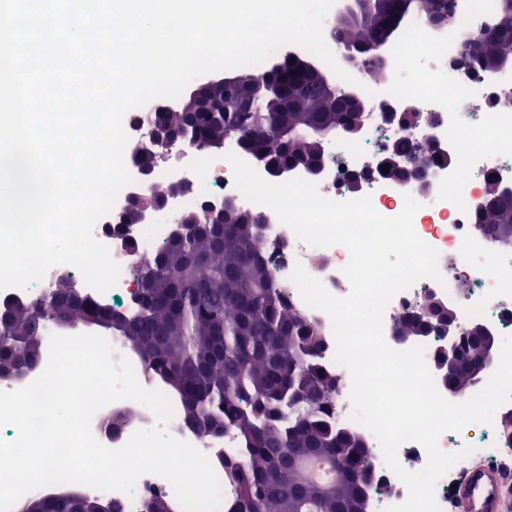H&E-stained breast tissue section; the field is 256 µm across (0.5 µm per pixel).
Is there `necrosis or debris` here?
Instances as JSON below:
<instances>
[{
    "label": "necrosis or debris",
    "instance_id": "obj_1",
    "mask_svg": "<svg viewBox=\"0 0 512 512\" xmlns=\"http://www.w3.org/2000/svg\"><path fill=\"white\" fill-rule=\"evenodd\" d=\"M493 3L494 0H461L457 24L444 30L434 29L425 18L411 19L389 49V76L363 85L368 103L376 112H412L417 116L414 124L390 126L363 121L355 137L340 136L332 141L329 156L316 174L296 167L275 174L262 164L254 166L263 179L272 183L296 178L315 183L324 197L334 201L370 197L374 209L388 217L400 213L405 195H413L420 202L421 207L413 219L414 229L423 241L438 251L442 278L419 280L393 297L383 316V337L389 344L394 341L399 317L428 293L454 305L460 328L480 325L497 333H512V252L489 251L487 241L473 232L488 185L512 186V152H502L497 145L502 130L512 131V73L483 72L464 57L462 48L465 34L493 24ZM394 138H406L426 151L439 149L451 156L450 164L434 168L427 193L416 192L414 187L387 177H369V170ZM355 174L360 175L361 180L352 191L347 183ZM158 178L164 182L183 179L191 184L189 191L172 200L169 211L173 213L199 208L222 198L246 210L256 208L255 203L235 187L232 169L225 157L216 158L190 148L182 166L163 170ZM263 214V234L276 250L278 272L287 285L288 299L319 324L324 336L320 363L338 379L336 411L339 420L363 434L372 466L381 480L380 490L370 498L371 512H387L389 507L405 501L407 489L386 464L377 437L351 418V375L335 360L336 342L330 317L309 306L291 282L295 266L300 265L319 279L331 294L346 296L350 283L343 268L350 259L349 251L341 245L308 246L282 224L271 209H264ZM172 232V224L160 213L119 231L95 224L93 234L108 248L120 268V275L115 286L100 292L87 286L81 273L75 270L71 273L75 287L104 304L131 301L135 267ZM127 410L131 411V418L122 427L113 428V416ZM511 413L512 401L501 405L492 424L482 425L481 434L476 438L464 431L440 436L438 446L443 452L455 453L466 445L474 448L471 455L454 464L438 482L435 499L441 512L448 508L451 484L474 463L512 459V450L504 446L502 425L504 417ZM155 423L153 413L146 407L120 400L96 412L91 430L100 443L115 449L123 446L134 431L153 427ZM168 430L213 461L216 454L229 459L240 452L239 441L229 431L218 437H203L176 418L172 419ZM213 469L216 475L224 473L223 465L215 461Z\"/></svg>",
    "mask_w": 512,
    "mask_h": 512
}]
</instances>
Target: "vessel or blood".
<instances>
[{"instance_id":"obj_1","label":"vessel or blood","mask_w":512,"mask_h":512,"mask_svg":"<svg viewBox=\"0 0 512 512\" xmlns=\"http://www.w3.org/2000/svg\"><path fill=\"white\" fill-rule=\"evenodd\" d=\"M512 474L502 464L482 463L462 475L450 491L457 512H512L506 488Z\"/></svg>"}]
</instances>
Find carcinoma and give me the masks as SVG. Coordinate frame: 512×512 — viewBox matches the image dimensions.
Here are the masks:
<instances>
[{
  "mask_svg": "<svg viewBox=\"0 0 512 512\" xmlns=\"http://www.w3.org/2000/svg\"><path fill=\"white\" fill-rule=\"evenodd\" d=\"M399 29L409 18L422 16L437 27L456 21L454 0H400ZM493 38L473 36L472 62L485 69L488 61L512 52V14L497 0ZM379 22L376 9L353 0L345 26L346 40L356 60L373 63L371 38ZM265 77L254 107L239 108L231 94L224 98V119L180 112L159 116L162 126L181 137L199 127L202 151L208 152L229 138L240 140L257 161L286 169L299 159L321 152L310 135L293 142L284 129L336 130L360 125L363 113L341 100L344 87L336 84L334 98L320 95L309 78L283 77L273 67H244L240 76ZM294 112H282L286 105ZM197 229L178 241L172 239L145 259L138 271L150 281L140 304L111 324L112 336L138 354L163 389L182 405L181 423L203 436L228 429L238 437L240 460H224L227 480L235 489L231 512H299V499L315 505L314 512H359L364 491L378 488L372 467L365 462L363 438L336 420V377L323 369L319 327L287 304L283 285L276 279L261 234L262 217L232 216L224 224L211 223L205 207L187 211ZM512 199L494 184L475 224L489 243L512 250ZM205 253L209 264L193 256ZM53 309H65L78 320L101 315L103 304L76 296L68 277L46 298ZM426 304L421 303L400 321L406 336H423L432 328L421 325ZM0 366L23 357L32 366L43 357V332L30 325L44 314L29 304H0ZM310 461L334 458L346 468L345 482L330 491L303 468H288V453ZM113 501L116 512L124 503L106 494L70 504L26 497L27 512H98L99 504ZM141 512H172L169 499L145 500Z\"/></svg>",
  "mask_w": 512,
  "mask_h": 512,
  "instance_id": "carcinoma-1",
  "label": "carcinoma"
}]
</instances>
